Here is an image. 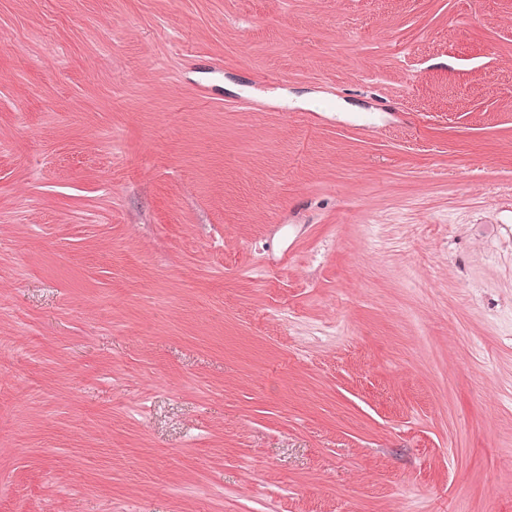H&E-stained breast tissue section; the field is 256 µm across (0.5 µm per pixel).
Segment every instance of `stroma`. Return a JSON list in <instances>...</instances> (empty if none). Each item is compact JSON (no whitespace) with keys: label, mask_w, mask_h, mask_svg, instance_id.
Wrapping results in <instances>:
<instances>
[{"label":"stroma","mask_w":512,"mask_h":512,"mask_svg":"<svg viewBox=\"0 0 512 512\" xmlns=\"http://www.w3.org/2000/svg\"><path fill=\"white\" fill-rule=\"evenodd\" d=\"M0 512H512V0H0Z\"/></svg>","instance_id":"obj_1"}]
</instances>
